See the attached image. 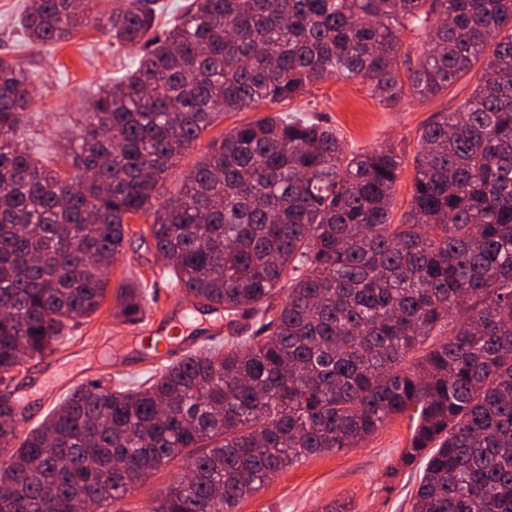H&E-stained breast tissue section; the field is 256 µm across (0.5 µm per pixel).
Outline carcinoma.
Listing matches in <instances>:
<instances>
[{
    "label": "carcinoma",
    "instance_id": "cac0c4a2",
    "mask_svg": "<svg viewBox=\"0 0 512 512\" xmlns=\"http://www.w3.org/2000/svg\"><path fill=\"white\" fill-rule=\"evenodd\" d=\"M151 0L98 27L144 52L100 89L71 177L19 148L28 77L0 58V385L96 313L129 220L200 305L243 312L210 349L132 387L74 388L0 463V512H111L160 467L187 474L150 512H234L311 456L409 420L412 512H512V0H190L155 30ZM95 0H30L36 45L71 39ZM424 37L417 64L403 31ZM477 84L424 128L408 209L402 157L345 153L337 129L285 107L332 78L384 107ZM276 112L174 167L226 112ZM287 296L274 300L283 282ZM146 315L132 282L115 297ZM0 400V445L17 438Z\"/></svg>",
    "mask_w": 512,
    "mask_h": 512
}]
</instances>
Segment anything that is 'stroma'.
Returning a JSON list of instances; mask_svg holds the SVG:
<instances>
[{"label": "stroma", "mask_w": 512, "mask_h": 512, "mask_svg": "<svg viewBox=\"0 0 512 512\" xmlns=\"http://www.w3.org/2000/svg\"><path fill=\"white\" fill-rule=\"evenodd\" d=\"M28 3L0 0V56L21 65L33 94L18 132L20 142L32 154L55 164L74 141L99 86L132 68L140 51L113 44L111 37L91 24L77 29L69 41L33 45L20 26ZM476 81L472 73L433 100L412 98L386 108L362 81L334 78L310 87L293 106L304 112L319 111L338 130L347 152L383 144L396 147L403 160L393 196V215L398 218L406 211L412 193L414 159L423 127L436 113L454 111ZM268 113V108L262 107L221 115L176 166L162 190L163 199L176 196L184 175L207 153L212 139ZM149 224L143 216L130 220L126 249L107 271L111 288L130 280L138 282L152 318L174 309L194 311L157 254L148 234ZM115 311L114 298L106 297L99 311L72 338L63 340L44 359L28 361L15 372L10 385H0V397L8 398L25 416L21 432L40 425L83 382L112 377L133 384L154 373L138 338L145 323L123 322ZM407 437L406 420L390 421L360 447L315 455L280 472L260 492L241 500L234 512H320L331 502L347 503L351 512H411L420 469L401 458ZM182 473L177 462L161 467L116 501L112 512H149L158 493Z\"/></svg>", "instance_id": "obj_1"}]
</instances>
